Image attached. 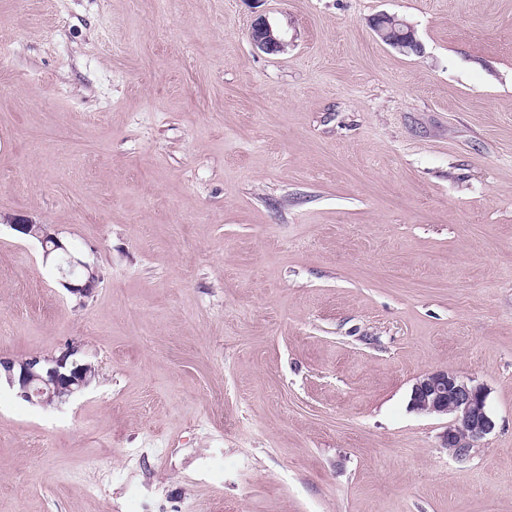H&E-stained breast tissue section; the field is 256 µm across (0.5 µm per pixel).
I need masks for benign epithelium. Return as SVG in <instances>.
Listing matches in <instances>:
<instances>
[{
    "label": "benign epithelium",
    "instance_id": "benign-epithelium-1",
    "mask_svg": "<svg viewBox=\"0 0 512 512\" xmlns=\"http://www.w3.org/2000/svg\"><path fill=\"white\" fill-rule=\"evenodd\" d=\"M250 37L257 49L269 54L282 51L286 45L262 17L255 21ZM393 44L403 52L420 49L409 26ZM10 227L37 240L42 246L44 261H59L58 270L67 278L63 286L78 302L83 303L93 296L100 280L97 269L73 255L57 234L49 232L47 225L18 220ZM81 351L82 344L72 340L57 356L31 355L22 359L0 356V371L20 399L55 406L89 387L95 377V368L81 360ZM409 408L421 414L448 417V425L441 433V445L460 459L480 447L496 427L487 408L485 388L448 369L419 376L411 389Z\"/></svg>",
    "mask_w": 512,
    "mask_h": 512
}]
</instances>
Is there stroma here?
Wrapping results in <instances>:
<instances>
[{"instance_id":"35a3bbf8","label":"stroma","mask_w":512,"mask_h":512,"mask_svg":"<svg viewBox=\"0 0 512 512\" xmlns=\"http://www.w3.org/2000/svg\"><path fill=\"white\" fill-rule=\"evenodd\" d=\"M0 40V355L96 368L0 385V512H512V0H0ZM437 369L489 392L462 460ZM253 45L265 53H279L287 43L276 34L272 25L262 17H259L252 26L250 33ZM11 223L9 226L14 231L27 238L35 239L41 244L45 262L59 260L57 266L63 278L76 277L75 282L63 281V286L79 303H84L85 299L93 296L100 280V275L95 267L73 255L57 234L49 232L47 225L33 224L27 220ZM48 243L52 245L51 248H48ZM77 268L81 271L79 275L75 274ZM82 344L71 340L59 355H31L22 359L0 356L5 381L20 399L43 406H55L68 401L90 386L95 368L81 360ZM409 408L421 414L447 416L441 445L460 459L480 447L496 427L487 408L485 388L448 369L419 376L411 389Z\"/></svg>"}]
</instances>
